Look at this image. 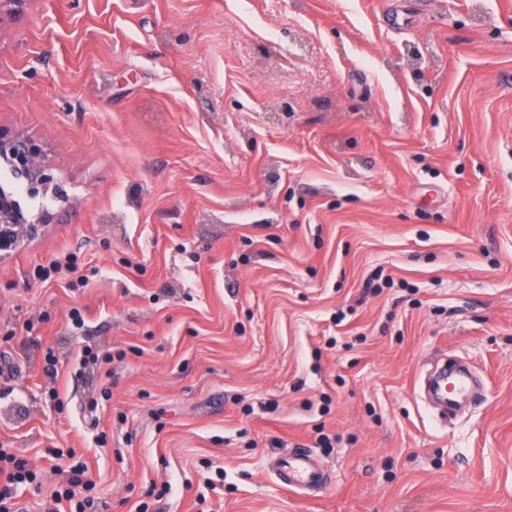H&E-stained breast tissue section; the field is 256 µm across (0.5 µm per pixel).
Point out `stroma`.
Masks as SVG:
<instances>
[{"label":"stroma","mask_w":512,"mask_h":512,"mask_svg":"<svg viewBox=\"0 0 512 512\" xmlns=\"http://www.w3.org/2000/svg\"><path fill=\"white\" fill-rule=\"evenodd\" d=\"M0 128L65 192L0 256L16 505L57 512L54 445L99 512H512V0H24ZM451 354L487 391L441 425ZM274 476L286 490L316 493L329 483L328 472L306 448H292L279 460Z\"/></svg>","instance_id":"obj_1"}]
</instances>
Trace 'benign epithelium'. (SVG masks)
Wrapping results in <instances>:
<instances>
[{
  "mask_svg": "<svg viewBox=\"0 0 512 512\" xmlns=\"http://www.w3.org/2000/svg\"><path fill=\"white\" fill-rule=\"evenodd\" d=\"M0 158L13 163L18 173L27 180L31 193L39 195L56 191L46 154L34 140L0 130ZM49 220V211L31 215L8 194L0 192V255L18 248L23 239L35 236L39 226Z\"/></svg>",
  "mask_w": 512,
  "mask_h": 512,
  "instance_id": "1",
  "label": "benign epithelium"
}]
</instances>
